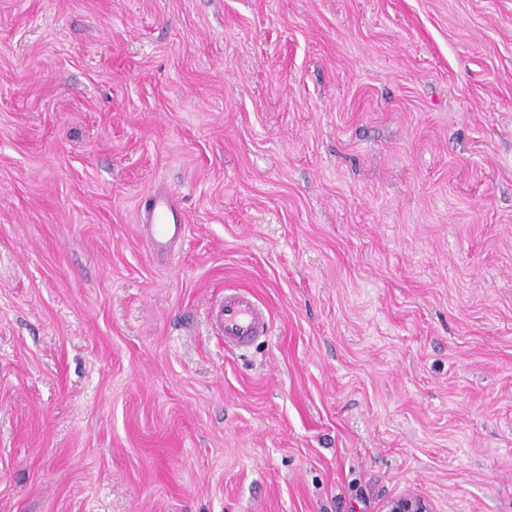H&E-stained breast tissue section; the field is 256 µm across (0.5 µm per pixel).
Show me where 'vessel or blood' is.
Instances as JSON below:
<instances>
[{
  "label": "vessel or blood",
  "instance_id": "obj_1",
  "mask_svg": "<svg viewBox=\"0 0 512 512\" xmlns=\"http://www.w3.org/2000/svg\"><path fill=\"white\" fill-rule=\"evenodd\" d=\"M151 253L170 256L186 233L187 218L179 199L163 191L154 192L142 214ZM217 333L224 345L239 349L266 335L270 327L268 310L246 289L225 292L214 314Z\"/></svg>",
  "mask_w": 512,
  "mask_h": 512
}]
</instances>
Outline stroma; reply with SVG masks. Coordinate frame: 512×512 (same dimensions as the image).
<instances>
[{
    "label": "stroma",
    "instance_id": "obj_1",
    "mask_svg": "<svg viewBox=\"0 0 512 512\" xmlns=\"http://www.w3.org/2000/svg\"><path fill=\"white\" fill-rule=\"evenodd\" d=\"M406 492L512 512V0H0V512ZM141 220L149 249L157 257L170 256L175 245L185 237V210L177 197L164 191L154 192ZM214 324L225 348L239 349L268 333L270 316L251 291L231 289L215 309Z\"/></svg>",
    "mask_w": 512,
    "mask_h": 512
}]
</instances>
